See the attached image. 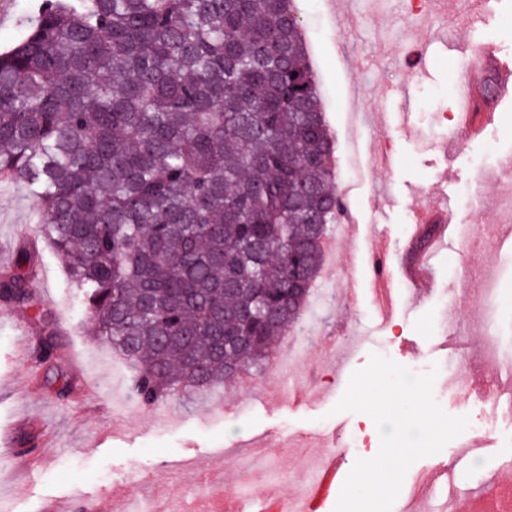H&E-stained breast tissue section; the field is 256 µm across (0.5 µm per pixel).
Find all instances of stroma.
<instances>
[{"label":"stroma","instance_id":"stroma-1","mask_svg":"<svg viewBox=\"0 0 512 512\" xmlns=\"http://www.w3.org/2000/svg\"><path fill=\"white\" fill-rule=\"evenodd\" d=\"M43 0H0V53L26 34ZM333 145V164L342 169L356 148L384 140L383 168L358 177L348 199L365 234L388 237L392 264L415 253L410 225L415 209L430 198L448 199L453 224L491 225L502 241L512 240V223L497 222L506 182L496 178L512 160V105L503 106L494 127L466 141L454 134L450 116L464 68L460 49H492L512 63V0H489L485 21L467 24L430 13L415 15L409 0H349L351 23H341L333 0H293ZM429 27L447 28L448 41L428 45L416 62L406 52ZM366 114L352 129L354 114ZM40 204L9 181H0V267L11 265L20 246L33 250L28 273L44 280L34 304L0 307V512H48L54 503L72 502L84 512L95 501L100 512H120L126 502H149L153 512H172L185 494L202 487L215 466L226 483L273 469L298 471L308 433L336 434L345 450V468L358 452L351 443L366 430L372 447L380 437L364 413L335 412L353 371L371 354L389 357L422 374L438 368L436 403L476 428L450 440L436 454L415 461L403 484L436 475L449 462L473 490L485 474L507 461L505 439L512 417L478 399L449 395L441 375L449 365L442 348L441 318L456 289L463 262L457 247L438 249L432 260L434 288L414 300L405 285L392 296V315L380 323L365 264L345 222L340 272L318 277L336 299L317 309L316 327L306 341L309 353L286 379L246 377L233 389H212L200 399H177L146 407L129 395L132 370L97 336L72 288L63 259L39 236ZM478 266L503 272V313L512 347V250L477 242ZM359 289L350 299V289ZM57 328V350L42 358L41 339ZM362 343L344 368L321 355L324 344ZM306 396L293 401V381ZM474 452L463 453L465 444ZM36 454H27L29 445Z\"/></svg>","mask_w":512,"mask_h":512}]
</instances>
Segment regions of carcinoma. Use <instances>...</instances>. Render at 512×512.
I'll return each instance as SVG.
<instances>
[{
    "label": "carcinoma",
    "instance_id": "carcinoma-1",
    "mask_svg": "<svg viewBox=\"0 0 512 512\" xmlns=\"http://www.w3.org/2000/svg\"><path fill=\"white\" fill-rule=\"evenodd\" d=\"M0 180L152 407L260 371L342 212L290 0H47L0 54Z\"/></svg>",
    "mask_w": 512,
    "mask_h": 512
}]
</instances>
